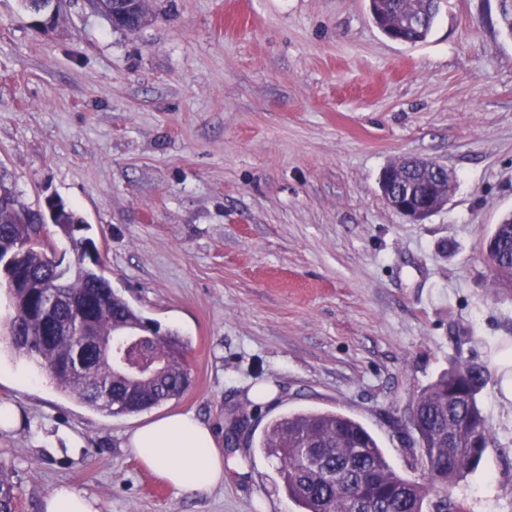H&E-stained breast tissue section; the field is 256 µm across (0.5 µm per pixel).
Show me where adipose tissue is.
Masks as SVG:
<instances>
[{
	"label": "adipose tissue",
	"instance_id": "adipose-tissue-1",
	"mask_svg": "<svg viewBox=\"0 0 512 512\" xmlns=\"http://www.w3.org/2000/svg\"><path fill=\"white\" fill-rule=\"evenodd\" d=\"M127 446L174 493L202 495L224 483V454L211 428L194 413L147 422L133 432Z\"/></svg>",
	"mask_w": 512,
	"mask_h": 512
}]
</instances>
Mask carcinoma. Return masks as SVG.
Wrapping results in <instances>:
<instances>
[{
  "mask_svg": "<svg viewBox=\"0 0 512 512\" xmlns=\"http://www.w3.org/2000/svg\"><path fill=\"white\" fill-rule=\"evenodd\" d=\"M441 0H369L370 15L388 37L407 44L425 41L439 14ZM149 0H129L125 12L113 14V27L136 31L144 23ZM420 159L409 158L384 170L390 191L416 190L421 206L437 205L448 194L443 182L429 198L430 178L420 171ZM36 226L19 211L0 206V254L21 245L16 278L7 282L14 317L29 322L35 342L28 348L11 344L12 351L35 361L51 373L58 389L81 404L108 414L133 415L180 398L191 386L186 353L189 340L169 331L149 346L166 356L157 377L139 383L131 393L110 401L102 395L121 392L125 383L112 365L86 353L77 329L55 331L43 316V294L53 280L64 277L67 297L88 301L89 314L101 333L121 319L143 325L149 318L135 310L105 276L100 262L76 260L67 266L51 259L47 241L35 239ZM486 258L495 281L512 288V224H497L488 237ZM81 352L84 367L73 373L51 372L60 359ZM489 382L487 367L452 365L417 396L411 412L412 446L420 448L427 481L419 483L397 474L372 434L341 413L308 411L271 420L259 447L277 460L284 487L303 512H466L464 503L448 497V488L474 472L496 438L487 423L480 394ZM10 479L0 473V512H13L16 494Z\"/></svg>",
  "mask_w": 512,
  "mask_h": 512,
  "instance_id": "1",
  "label": "carcinoma"
}]
</instances>
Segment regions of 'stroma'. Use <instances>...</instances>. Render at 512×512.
Returning a JSON list of instances; mask_svg holds the SVG:
<instances>
[{"mask_svg":"<svg viewBox=\"0 0 512 512\" xmlns=\"http://www.w3.org/2000/svg\"><path fill=\"white\" fill-rule=\"evenodd\" d=\"M419 156L454 179L423 222L389 208L385 167ZM0 167L22 203L83 219L113 288L189 337L180 399L110 417L0 349V470L20 512L70 484L102 512H301L259 446L307 410L361 422L391 467L424 469L400 434L456 361L485 364L498 439L451 489L467 512H512V293L484 242L512 213V37L497 0H442L426 42L386 37L368 0H150L138 31L91 0L41 14L0 0ZM265 387L267 399H252ZM251 428L223 488L175 495L131 454L147 419L192 411ZM70 431L79 448L56 447Z\"/></svg>","mask_w":512,"mask_h":512,"instance_id":"obj_1","label":"stroma"}]
</instances>
